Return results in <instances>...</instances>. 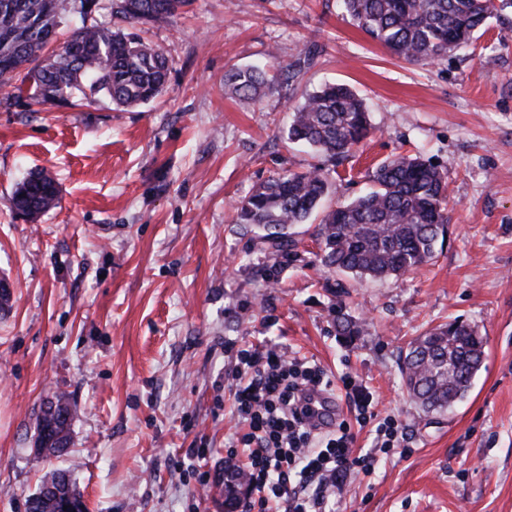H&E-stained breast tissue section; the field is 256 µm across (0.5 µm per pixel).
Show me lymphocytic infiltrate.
<instances>
[{
  "instance_id": "1",
  "label": "lymphocytic infiltrate",
  "mask_w": 512,
  "mask_h": 512,
  "mask_svg": "<svg viewBox=\"0 0 512 512\" xmlns=\"http://www.w3.org/2000/svg\"><path fill=\"white\" fill-rule=\"evenodd\" d=\"M231 387L248 429L228 456L243 458L258 512H332L337 487L374 472L376 457L354 451L351 423L319 432L309 422L308 393L333 389L320 366L272 342L242 348Z\"/></svg>"
}]
</instances>
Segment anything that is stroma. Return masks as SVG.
<instances>
[{
  "instance_id": "1",
  "label": "stroma",
  "mask_w": 512,
  "mask_h": 512,
  "mask_svg": "<svg viewBox=\"0 0 512 512\" xmlns=\"http://www.w3.org/2000/svg\"><path fill=\"white\" fill-rule=\"evenodd\" d=\"M165 52L169 90L147 105L107 98L31 112L0 102V512H27L54 470H68L88 512H224L232 415L224 347L275 339L331 379L353 373L374 416L358 445L396 419L400 442L373 474L338 490L335 512H512V11L471 46L428 66L376 45L338 0H193L143 26ZM269 67L262 99L224 90L232 67ZM331 81L367 102L375 131L329 176L324 206L370 186L386 158L420 154L448 182L441 253L398 280H356L320 261L318 217L273 256L234 206L279 173L323 165L292 145L286 85ZM44 170L56 208L29 220L16 188ZM362 323L336 330V304ZM455 319L478 328L485 359L443 415L408 396L400 351ZM76 408L68 453L33 447L53 394Z\"/></svg>"
}]
</instances>
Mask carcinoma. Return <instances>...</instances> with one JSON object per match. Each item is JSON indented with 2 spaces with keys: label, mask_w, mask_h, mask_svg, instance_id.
Segmentation results:
<instances>
[{
  "label": "carcinoma",
  "mask_w": 512,
  "mask_h": 512,
  "mask_svg": "<svg viewBox=\"0 0 512 512\" xmlns=\"http://www.w3.org/2000/svg\"><path fill=\"white\" fill-rule=\"evenodd\" d=\"M190 0H0V88L5 99L26 106L72 105L95 94L132 107L149 103L168 91V62L163 51L127 26L179 15ZM344 7L372 41L408 62L430 65L477 40L494 16L512 9V0H343ZM108 12L112 24L93 21ZM82 19L58 48L46 55L63 20ZM313 63L310 50L281 66L296 75ZM267 82L258 67L233 68L224 87L245 101H257ZM290 142H301L336 166L372 132L363 98L346 84H326L289 108ZM31 178L17 188L13 206L28 217L57 205L54 180ZM371 189L351 201L322 212L318 236L322 263L357 279L399 278L432 261L439 241L448 234V184L438 166L418 157L397 155L381 162L370 176ZM328 174L315 167L288 171L258 186L237 204V223L265 231L262 239L276 253L293 250L285 229L302 224L328 193ZM336 330L358 336L361 325L337 307ZM484 358V340L476 327L460 320L437 325L415 338L400 354L408 394L426 412L444 413L468 392ZM53 399L68 419L50 422L36 417L35 445L44 457L69 448L73 411L62 395ZM249 482L230 472L224 482V512H235ZM28 512H64L82 503L73 480L57 499L31 498Z\"/></svg>",
  "instance_id": "carcinoma-1"
}]
</instances>
